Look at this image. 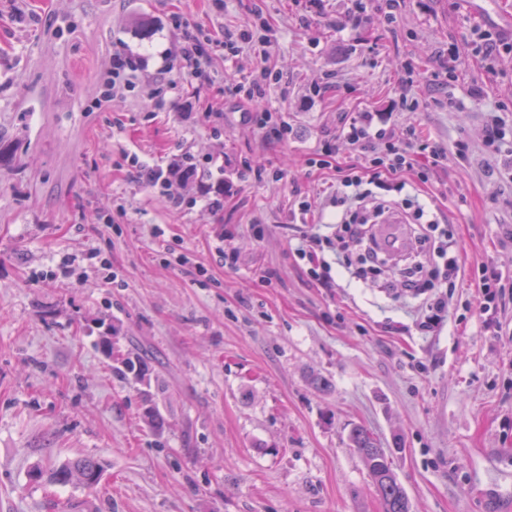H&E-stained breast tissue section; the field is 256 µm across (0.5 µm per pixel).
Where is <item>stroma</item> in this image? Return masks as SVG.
<instances>
[{"label":"stroma","instance_id":"stroma-1","mask_svg":"<svg viewBox=\"0 0 512 512\" xmlns=\"http://www.w3.org/2000/svg\"><path fill=\"white\" fill-rule=\"evenodd\" d=\"M363 2L358 25L353 0H0V512L60 498L86 512H382L356 426L390 455L411 512H497L476 496L488 486L512 498V162L484 146L491 116L512 130V50L490 74L471 53L472 27L498 31L512 0ZM260 16L282 75L265 104L291 125L281 143L224 93L252 47L215 59L207 85L159 72L182 24L219 38ZM118 52L138 69L110 91ZM404 93L417 109L394 111ZM357 112L388 113L414 166L376 194L436 212L445 230L421 259L454 240V283L417 291L324 243L325 286L297 254L362 161L340 136ZM177 155L223 159L222 210L191 188L157 195L127 164ZM226 238L233 269L216 259ZM486 267L502 275L487 315ZM445 293L449 310L421 329ZM126 356L143 377L118 373ZM77 458L103 465L96 488L28 477Z\"/></svg>","mask_w":512,"mask_h":512}]
</instances>
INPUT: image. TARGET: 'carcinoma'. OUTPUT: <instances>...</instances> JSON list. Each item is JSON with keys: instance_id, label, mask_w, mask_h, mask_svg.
Wrapping results in <instances>:
<instances>
[{"instance_id": "1", "label": "carcinoma", "mask_w": 512, "mask_h": 512, "mask_svg": "<svg viewBox=\"0 0 512 512\" xmlns=\"http://www.w3.org/2000/svg\"><path fill=\"white\" fill-rule=\"evenodd\" d=\"M352 447L362 457L369 476L381 499L383 512H410L409 499L398 482L392 462L374 437L362 426L350 433ZM103 468L92 459L69 460L56 467L47 477L53 485L66 486L78 482L93 488L101 481Z\"/></svg>"}]
</instances>
